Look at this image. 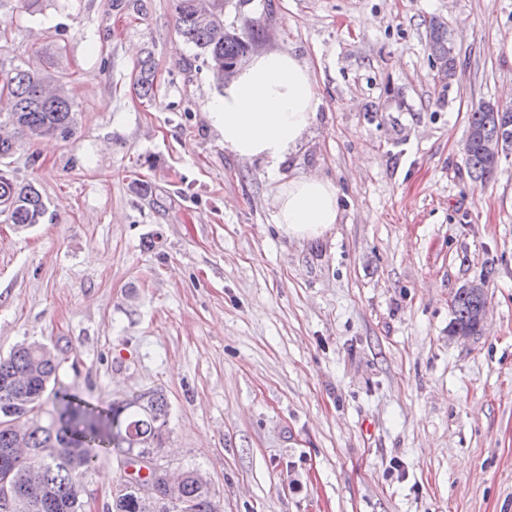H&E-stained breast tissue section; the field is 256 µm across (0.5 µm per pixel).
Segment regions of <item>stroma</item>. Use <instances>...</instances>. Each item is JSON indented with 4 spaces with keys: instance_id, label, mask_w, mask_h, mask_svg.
Here are the masks:
<instances>
[{
    "instance_id": "obj_1",
    "label": "stroma",
    "mask_w": 512,
    "mask_h": 512,
    "mask_svg": "<svg viewBox=\"0 0 512 512\" xmlns=\"http://www.w3.org/2000/svg\"><path fill=\"white\" fill-rule=\"evenodd\" d=\"M224 22L314 68L319 121L281 173L334 181L340 223L302 242L274 224L275 181L210 125L175 0H0V69L48 73L74 113L70 138L7 160L47 211L0 214V354L60 350L95 404L163 390L164 461L224 512H512V155L483 187L460 152L474 104L512 103V0H229ZM473 280L489 315L463 342L451 302ZM123 477L101 454L87 512ZM427 48L430 55L439 63L441 79L450 82L456 75L457 58L447 24L433 17L428 24Z\"/></svg>"
}]
</instances>
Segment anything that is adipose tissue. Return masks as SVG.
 <instances>
[{
	"label": "adipose tissue",
	"instance_id": "adipose-tissue-1",
	"mask_svg": "<svg viewBox=\"0 0 512 512\" xmlns=\"http://www.w3.org/2000/svg\"><path fill=\"white\" fill-rule=\"evenodd\" d=\"M310 65L289 49L252 56L213 100L212 127L240 160L279 178L273 221L294 240L331 232L341 219L338 189L319 175L280 179V168L318 120L320 98Z\"/></svg>",
	"mask_w": 512,
	"mask_h": 512
}]
</instances>
